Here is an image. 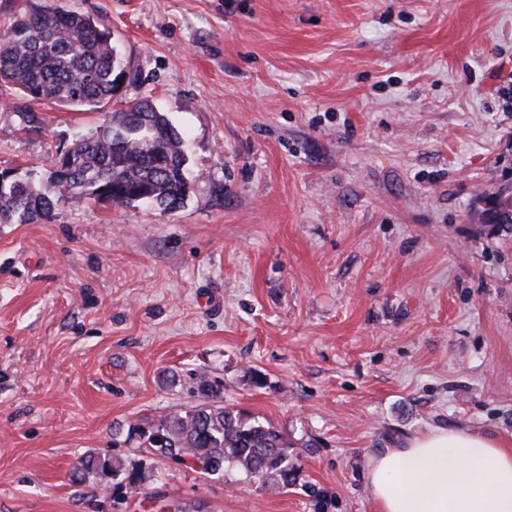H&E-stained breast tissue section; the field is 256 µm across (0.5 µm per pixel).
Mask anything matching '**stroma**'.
Masks as SVG:
<instances>
[{"label": "stroma", "mask_w": 512, "mask_h": 512, "mask_svg": "<svg viewBox=\"0 0 512 512\" xmlns=\"http://www.w3.org/2000/svg\"><path fill=\"white\" fill-rule=\"evenodd\" d=\"M136 72L94 111L0 86V171L42 179L150 98L188 137L180 208L0 224V512H93L85 452L226 406L295 443L271 494L159 465L185 512H375L367 464L430 427L512 436V0H63ZM37 113L26 128L20 113Z\"/></svg>", "instance_id": "stroma-1"}]
</instances>
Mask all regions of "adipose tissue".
Instances as JSON below:
<instances>
[{"label": "adipose tissue", "mask_w": 512, "mask_h": 512, "mask_svg": "<svg viewBox=\"0 0 512 512\" xmlns=\"http://www.w3.org/2000/svg\"><path fill=\"white\" fill-rule=\"evenodd\" d=\"M376 512H512V437L431 427L370 459Z\"/></svg>", "instance_id": "ef3b65f1"}]
</instances>
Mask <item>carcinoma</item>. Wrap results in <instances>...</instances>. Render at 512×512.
<instances>
[{"mask_svg": "<svg viewBox=\"0 0 512 512\" xmlns=\"http://www.w3.org/2000/svg\"><path fill=\"white\" fill-rule=\"evenodd\" d=\"M127 78L134 79L131 62L112 32L60 0L28 5L0 31V84L32 102L94 109L112 101ZM185 162L183 135L150 100L141 99L95 131L76 136L48 170L46 184L1 173L0 224H46L57 206L73 200L174 209L190 188ZM492 199L500 223L511 225L512 191ZM196 393L197 405L131 426L127 440L138 439V449L154 463L173 462L212 480L232 468L270 492L292 483L294 444L283 432L224 405L204 374L196 377ZM151 477L145 464L103 452L83 456L76 471L79 481L93 479L105 500Z\"/></svg>", "mask_w": 512, "mask_h": 512, "instance_id": "carcinoma-1", "label": "carcinoma"}]
</instances>
